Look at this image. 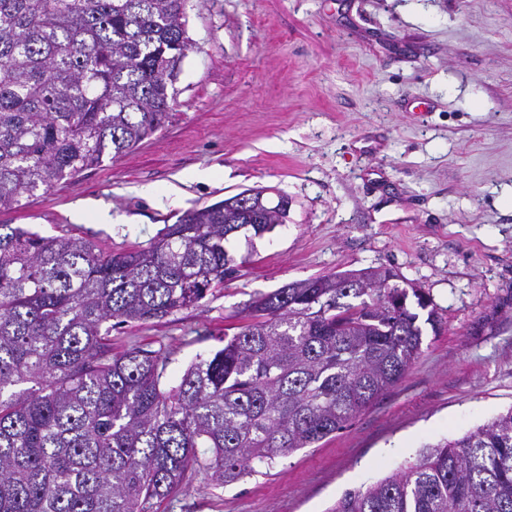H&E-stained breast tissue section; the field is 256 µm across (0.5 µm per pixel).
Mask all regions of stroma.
Masks as SVG:
<instances>
[{
    "label": "stroma",
    "mask_w": 512,
    "mask_h": 512,
    "mask_svg": "<svg viewBox=\"0 0 512 512\" xmlns=\"http://www.w3.org/2000/svg\"><path fill=\"white\" fill-rule=\"evenodd\" d=\"M186 29L164 126L0 224L122 252L244 189L287 195L196 306L113 329V351L167 350L172 381L285 284L386 267L421 288L441 330L346 429L161 506L331 512L512 409V0H188Z\"/></svg>",
    "instance_id": "1"
}]
</instances>
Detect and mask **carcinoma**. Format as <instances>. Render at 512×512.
Masks as SVG:
<instances>
[{
    "label": "carcinoma",
    "mask_w": 512,
    "mask_h": 512,
    "mask_svg": "<svg viewBox=\"0 0 512 512\" xmlns=\"http://www.w3.org/2000/svg\"><path fill=\"white\" fill-rule=\"evenodd\" d=\"M187 2L0 0V210L163 126ZM254 192L255 214L288 203ZM235 199L118 253L0 224V512H158L196 473L237 481L345 429L418 358L421 323L440 330L423 292L377 267L261 296L171 386L161 351L112 352V324L196 305L236 272L233 234L275 228L229 210ZM364 278L377 286L336 287ZM332 512H512V408Z\"/></svg>",
    "instance_id": "1"
}]
</instances>
